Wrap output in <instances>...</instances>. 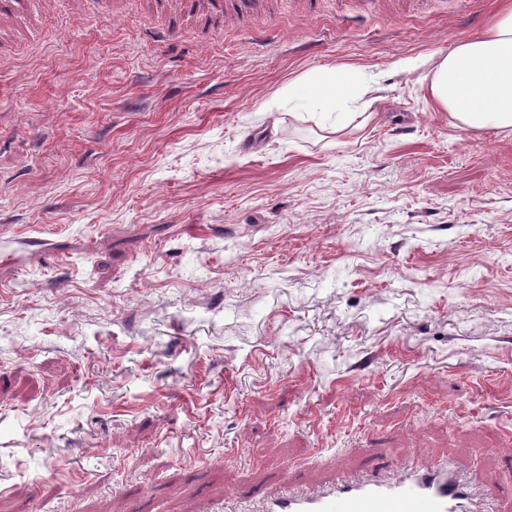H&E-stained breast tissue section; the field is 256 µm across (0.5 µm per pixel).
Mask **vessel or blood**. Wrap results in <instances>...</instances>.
<instances>
[{
  "label": "vessel or blood",
  "instance_id": "1",
  "mask_svg": "<svg viewBox=\"0 0 512 512\" xmlns=\"http://www.w3.org/2000/svg\"><path fill=\"white\" fill-rule=\"evenodd\" d=\"M183 11L221 16L224 0H180ZM266 512H473L471 489L448 464L428 466L418 458L363 478L337 475L327 490L300 493L283 485Z\"/></svg>",
  "mask_w": 512,
  "mask_h": 512
}]
</instances>
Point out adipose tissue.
Here are the masks:
<instances>
[{
	"label": "adipose tissue",
	"mask_w": 512,
	"mask_h": 512,
	"mask_svg": "<svg viewBox=\"0 0 512 512\" xmlns=\"http://www.w3.org/2000/svg\"><path fill=\"white\" fill-rule=\"evenodd\" d=\"M423 64L435 110L447 113L455 126L512 134V0H500L480 34ZM353 80L345 68L315 71L289 84L288 94L315 111L333 112L351 101Z\"/></svg>",
	"instance_id": "1"
}]
</instances>
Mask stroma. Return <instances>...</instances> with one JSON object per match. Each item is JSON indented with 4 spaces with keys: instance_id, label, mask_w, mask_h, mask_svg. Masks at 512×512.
<instances>
[{
    "instance_id": "1",
    "label": "stroma",
    "mask_w": 512,
    "mask_h": 512,
    "mask_svg": "<svg viewBox=\"0 0 512 512\" xmlns=\"http://www.w3.org/2000/svg\"><path fill=\"white\" fill-rule=\"evenodd\" d=\"M0 16V512H257L379 458L512 512V135L410 61L495 0ZM363 75L369 121L284 89Z\"/></svg>"
}]
</instances>
